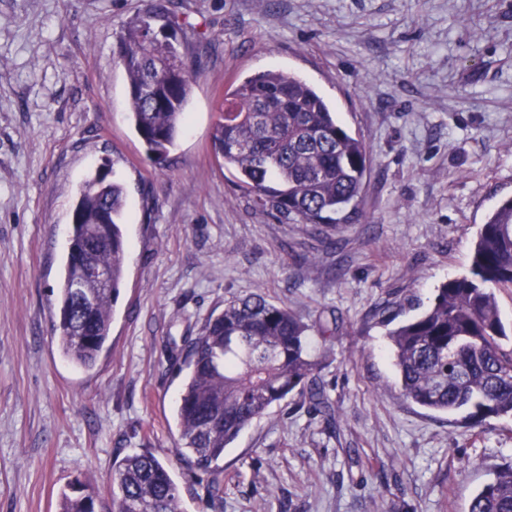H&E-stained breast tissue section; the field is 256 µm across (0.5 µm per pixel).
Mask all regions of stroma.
I'll return each mask as SVG.
<instances>
[{
  "instance_id": "stroma-1",
  "label": "stroma",
  "mask_w": 512,
  "mask_h": 512,
  "mask_svg": "<svg viewBox=\"0 0 512 512\" xmlns=\"http://www.w3.org/2000/svg\"><path fill=\"white\" fill-rule=\"evenodd\" d=\"M148 0H0V512H57L69 483L110 512L112 462L166 464L184 512H467L512 462V419L469 428L407 400L388 323L464 274L512 196V0H170L203 48L186 125L148 160L117 61ZM271 69L299 76L371 158L366 215L326 247L254 207L213 148L224 92ZM107 167L126 194L125 278L96 366L53 334L54 289L79 186ZM262 292L306 323L336 412L289 396L224 450V501L175 455L184 381L174 339Z\"/></svg>"
}]
</instances>
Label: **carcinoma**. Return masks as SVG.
<instances>
[{"instance_id": "obj_1", "label": "carcinoma", "mask_w": 512, "mask_h": 512, "mask_svg": "<svg viewBox=\"0 0 512 512\" xmlns=\"http://www.w3.org/2000/svg\"><path fill=\"white\" fill-rule=\"evenodd\" d=\"M169 0L149 5L124 28L118 58L128 78L131 116L147 157L163 158L185 120L196 62L179 49L180 24ZM213 144L254 204L323 234L363 215L370 167L366 145L333 115L300 77L268 70L224 93ZM120 184L98 173L80 189L72 211L55 335L74 367L93 368L111 334L112 307L124 277L126 245ZM105 279L89 283L82 311L75 280L85 260ZM512 289V197L501 199L482 224L467 273L437 288L429 307L388 333L406 398L477 425L512 418V339L495 291ZM309 325L261 294L224 305L194 336L182 337L187 373L177 408L175 452L191 471L209 475L208 499L221 502L224 448L252 421L295 393L333 420L335 409L309 353ZM180 490L168 467L149 452L112 467V512H181ZM57 512H98L84 485L62 492ZM468 512H512V464L497 471L470 501Z\"/></svg>"}]
</instances>
